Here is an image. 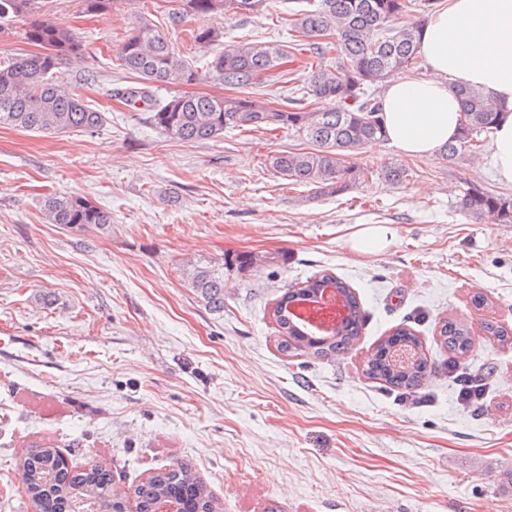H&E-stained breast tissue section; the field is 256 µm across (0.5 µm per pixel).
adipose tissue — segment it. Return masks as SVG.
<instances>
[{
	"mask_svg": "<svg viewBox=\"0 0 512 512\" xmlns=\"http://www.w3.org/2000/svg\"><path fill=\"white\" fill-rule=\"evenodd\" d=\"M420 51L428 76H390L380 97L390 145L406 156L434 155L458 134V89H479L501 106L492 160L512 183V0H448L422 27Z\"/></svg>",
	"mask_w": 512,
	"mask_h": 512,
	"instance_id": "ef3b65f1",
	"label": "adipose tissue"
}]
</instances>
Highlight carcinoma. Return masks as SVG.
<instances>
[{
  "instance_id": "obj_1",
  "label": "carcinoma",
  "mask_w": 512,
  "mask_h": 512,
  "mask_svg": "<svg viewBox=\"0 0 512 512\" xmlns=\"http://www.w3.org/2000/svg\"><path fill=\"white\" fill-rule=\"evenodd\" d=\"M44 0H0V21H17L23 39L41 48L35 54H19L0 62V123L49 134L95 131L105 122L103 113L86 104L78 90L57 79L62 61L82 56L84 46L69 31L57 27L42 13ZM171 19L191 17L198 25L191 31L201 47L223 45L207 62L209 69L235 95L176 94L162 105L155 104L146 84L180 85L196 80L193 61L184 57L168 36L144 14L118 48L119 65L143 83L141 87H117L114 96L135 108L145 105L151 124L162 134L185 142L218 137L226 129L247 127L251 131L287 129L304 139L308 147L274 154L269 167L293 185L334 196L364 177L348 162L359 150L385 140L379 115V99L363 98L368 86H377L396 71L416 64L419 58L417 31L394 27V22L412 6L410 0H318L316 7H302L291 14L299 38L288 44L249 39L222 44L224 31L210 24L214 18L257 13L268 0H176ZM336 50V65L323 60ZM308 54L312 67L311 96L324 104L309 108L261 103L247 90L261 83L274 86L285 76L288 58ZM460 134L441 150L452 162L482 146L479 136L492 132L499 106L478 89L462 87ZM380 176L401 184L409 169L388 164ZM464 212L479 221L512 224V198L472 185L458 201ZM44 215L52 224L69 228L106 230L112 224L109 212L79 196L50 197ZM328 281L346 299L349 315L338 337L329 341L305 334L288 313L294 298L309 294ZM188 283L212 312H224V268L197 266L188 273ZM272 317L281 351L299 350L318 360L352 349L359 339L364 311L356 293L333 273L324 271L295 289H286L276 300ZM441 343L450 352L465 356L471 351L469 327L459 320H444L439 326ZM390 340L381 342L368 361L366 374L389 389L412 395L421 388L432 366L423 356L403 371L393 370L387 360ZM18 473L32 512H78L76 504L87 501L95 512H124L126 496L114 489L112 468L92 463L77 467L51 445H38L20 461ZM139 512H151L162 496L178 500L183 512H218L214 498L197 471L186 461L158 469L147 481L133 486Z\"/></svg>"
}]
</instances>
